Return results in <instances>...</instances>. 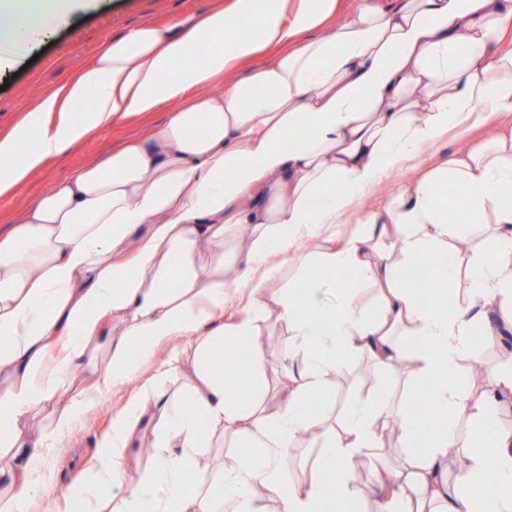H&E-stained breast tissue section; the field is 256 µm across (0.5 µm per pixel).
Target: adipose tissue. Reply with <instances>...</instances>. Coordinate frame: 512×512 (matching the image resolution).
Masks as SVG:
<instances>
[{"mask_svg":"<svg viewBox=\"0 0 512 512\" xmlns=\"http://www.w3.org/2000/svg\"><path fill=\"white\" fill-rule=\"evenodd\" d=\"M337 0H229L181 20L180 32L144 25L107 42L96 62L63 92L43 97L0 133V198L10 197L49 159L95 131L175 105L153 136L124 142L102 161L74 170L0 231V512H28V499L53 483L46 450L74 416L125 383L154 343L202 333L192 351L196 382L174 407L163 406L160 451L126 488L124 512H350V474L361 453L381 447L391 422L401 425L407 466L375 470L377 512H472L471 492H485L488 512H512V431L496 426L498 392L512 391V363L492 368L482 401L449 369L481 354L476 327L512 326V131L402 188L365 232L317 258L279 295L274 321L294 338L286 358L298 381L280 412L261 415L266 355L250 346L251 383L230 388L213 366L220 344L255 332L261 307L213 325L231 289L260 292L254 269L303 231L338 223L385 171L413 159L422 144L485 112H512V0H395L388 8L359 0L325 38L311 37ZM91 0H0V48L21 52L66 24ZM275 58L214 95L194 89L267 49ZM453 190L460 220L438 203ZM248 225V252L226 243ZM391 238L373 250L374 235ZM489 235V255L461 261L463 236ZM465 292H457L459 282ZM380 289L376 307L361 301ZM125 318L114 334V318ZM419 336L413 352L395 341ZM106 343L110 362L89 357ZM369 356L385 370L411 358L412 387L437 421L421 429L409 405L390 412L378 397L353 403L341 432L318 430L322 397L346 356ZM87 383L69 393L70 371ZM143 391L152 393V384ZM69 401L58 410L51 403ZM112 419L93 486L68 490L70 512H98L96 493L122 478L147 401ZM49 410L38 433L30 419ZM481 435L483 452L461 437V423ZM249 448L218 475L197 471L199 449L216 430ZM314 432L316 472L297 489L281 488L290 444ZM462 453L449 473V449Z\"/></svg>","mask_w":512,"mask_h":512,"instance_id":"ef3b65f1","label":"adipose tissue"}]
</instances>
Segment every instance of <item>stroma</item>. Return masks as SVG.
Returning a JSON list of instances; mask_svg holds the SVG:
<instances>
[{
	"label": "stroma",
	"instance_id": "stroma-1",
	"mask_svg": "<svg viewBox=\"0 0 512 512\" xmlns=\"http://www.w3.org/2000/svg\"><path fill=\"white\" fill-rule=\"evenodd\" d=\"M222 2L97 0L93 10L75 14L66 26L44 39L39 55L28 52L12 58L8 65L0 68V82L5 80L9 83L7 89L0 91V131L11 128L25 112L37 105L41 97L57 91L80 69L91 64L104 43L142 25L175 24L185 15L206 11ZM169 114V109L165 108L96 132L84 143L51 161L29 183L20 187L14 196L0 200V229L7 228L27 205L71 170L97 161L124 139L154 135L167 121ZM511 128L512 119L498 113L485 112L470 123L465 132L450 130L442 133L434 142L424 144L410 166L383 173L353 203L341 223L330 224L299 236L282 251L267 256L264 267L273 271L274 276L260 296H253L247 288L233 290L224 302L223 312L216 314V321L230 320L257 298L267 305H274L277 295L287 288L296 273L294 256L317 255L325 247L342 243L361 232V221L365 215L386 206L400 188L410 185L420 174L439 167L455 154L470 151ZM255 339L269 349L268 366L263 374L266 396L262 413L271 416L279 410L289 390L296 386L281 357L292 338L286 327L268 318L258 321ZM198 341L197 334L190 332L156 343L151 356L141 362L122 386L112 388L97 407L74 420L60 444L50 450L54 488L33 494L29 512H43L44 504L48 501L52 502L54 512H66L65 492L71 484L87 480L89 469L98 455L100 442L111 428L113 416L140 396L146 382L154 383L156 395L163 401L177 397L189 387L194 379V363L187 358L186 353ZM411 380L412 373L408 370L393 372L388 379H381L368 356L347 357L321 412L323 427L337 428L341 412L356 398L379 396L395 403L400 402L406 398V386ZM405 453L399 439L392 436L383 447L357 459L353 484L361 512H374L368 489L370 462L375 461L391 469Z\"/></svg>",
	"mask_w": 512,
	"mask_h": 512
}]
</instances>
